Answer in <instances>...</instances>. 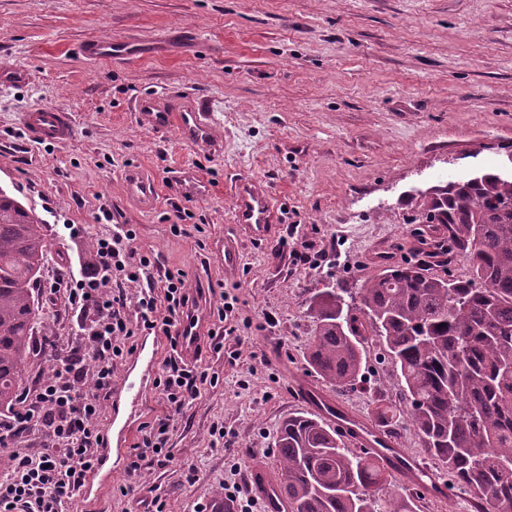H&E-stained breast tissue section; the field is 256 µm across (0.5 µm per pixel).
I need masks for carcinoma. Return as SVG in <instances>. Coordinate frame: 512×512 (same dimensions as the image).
I'll return each instance as SVG.
<instances>
[{
    "mask_svg": "<svg viewBox=\"0 0 512 512\" xmlns=\"http://www.w3.org/2000/svg\"><path fill=\"white\" fill-rule=\"evenodd\" d=\"M422 217L443 225L470 278L405 263L365 280L356 298L315 289L307 362L331 387L351 388L363 337H377L407 404L404 413L378 405L382 427L406 418L476 512H512V177L490 169L436 186ZM47 254L43 225L0 189V414L20 395ZM275 457L288 512H414L379 459L348 448L317 413L282 421Z\"/></svg>",
    "mask_w": 512,
    "mask_h": 512,
    "instance_id": "obj_1",
    "label": "carcinoma"
}]
</instances>
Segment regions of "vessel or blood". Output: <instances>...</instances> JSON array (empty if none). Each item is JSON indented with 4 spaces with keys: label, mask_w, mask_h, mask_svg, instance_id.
I'll return each mask as SVG.
<instances>
[{
    "label": "vessel or blood",
    "mask_w": 512,
    "mask_h": 512,
    "mask_svg": "<svg viewBox=\"0 0 512 512\" xmlns=\"http://www.w3.org/2000/svg\"><path fill=\"white\" fill-rule=\"evenodd\" d=\"M135 109L141 119L157 133L178 129L182 139L193 145H211L218 139L217 124L207 102L196 99L192 104L172 106L168 98L146 96L139 98ZM20 125L27 137L34 142L64 143L74 134L75 118L72 113L57 109H32L20 116ZM175 181L182 194L195 198L206 194V185L192 169H180ZM125 191L142 206H150L153 186L138 172H130L125 181ZM233 214L236 228L250 239L261 242L277 231L278 215L268 188L261 182L246 179L239 183L233 195ZM242 256L234 237L224 240V275L236 277L240 271ZM203 349V327L196 315H189L178 327L177 350L184 361H197ZM159 366L157 344L141 346L125 365L119 382L114 386L108 401L111 425L99 451L94 470L88 475L82 489L83 498H90L94 490L110 486L118 474L132 445L137 423L146 408V396ZM314 412L324 415L339 434L352 436L355 445L363 447L382 459L387 471L404 485L422 483L423 468L405 460L404 453L395 440L380 436L371 427L356 431L357 417L345 411L330 413L319 400H310ZM272 472L262 465L250 468V487L265 506V512H281L276 496Z\"/></svg>",
    "instance_id": "vessel-or-blood-1"
}]
</instances>
